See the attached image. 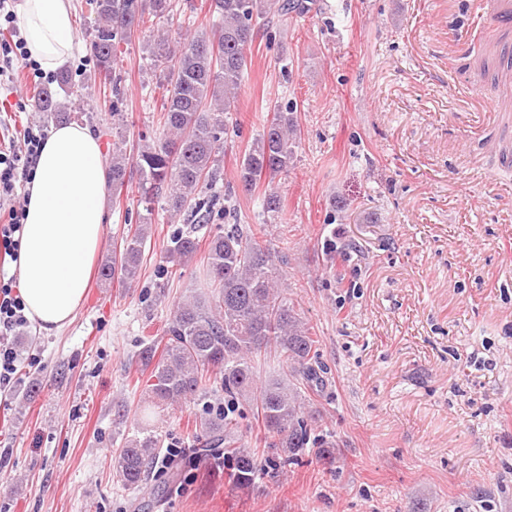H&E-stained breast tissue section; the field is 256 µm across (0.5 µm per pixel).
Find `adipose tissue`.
<instances>
[{
    "label": "adipose tissue",
    "instance_id": "1",
    "mask_svg": "<svg viewBox=\"0 0 512 512\" xmlns=\"http://www.w3.org/2000/svg\"><path fill=\"white\" fill-rule=\"evenodd\" d=\"M15 16L43 70L73 56L71 0H18ZM108 182L101 145L87 126L69 122L51 130L26 183L19 256L24 313L38 330L60 331L84 301L106 234Z\"/></svg>",
    "mask_w": 512,
    "mask_h": 512
}]
</instances>
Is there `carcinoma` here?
<instances>
[{
	"mask_svg": "<svg viewBox=\"0 0 512 512\" xmlns=\"http://www.w3.org/2000/svg\"><path fill=\"white\" fill-rule=\"evenodd\" d=\"M95 22L90 47L98 74L111 85L112 117H122L121 77L116 66L121 46L136 36L157 29L144 43L145 59L159 73L163 89V125L159 137L138 145L127 154L126 142L112 143V188L126 186L127 169L139 172L138 202L146 211L102 264V281L134 280L142 255L151 240L150 220L161 187L169 188L165 209L170 215L192 211L202 223L211 218L213 201L201 197L220 177L219 157L224 140L237 131L233 118L239 90L248 69V50L277 17H306L312 10L307 0H212L216 20L192 36L170 39L167 30L179 23L171 0H92ZM56 87H44L33 108L54 122L69 121L68 107L80 105L83 86L68 72L55 78ZM300 141V128L292 108L273 106L262 132L237 161L239 187L252 192L267 181L262 199L269 217L281 213L283 204L271 189L274 180L288 174ZM198 251L194 229L174 237L166 249L170 273L177 274ZM207 273L211 291L178 304L165 329L166 342L147 339L135 362L150 370L145 386L150 404L142 410L137 434L126 440L113 461L117 483L125 488L141 486L163 437L155 422L157 410L180 403L197 402L212 389L209 370H219V384L234 405L247 406L261 422L272 447L294 460L308 444H328L313 438L304 413L311 394L323 388L316 365L317 349L306 324L280 290L273 254L251 228L230 224L208 242ZM274 348L289 374L257 383L255 363ZM213 444L224 445V465L239 487H250L259 472L279 465L274 458L260 461L244 446L237 427V412L216 414L201 421Z\"/></svg>",
	"mask_w": 512,
	"mask_h": 512,
	"instance_id": "carcinoma-1",
	"label": "carcinoma"
}]
</instances>
